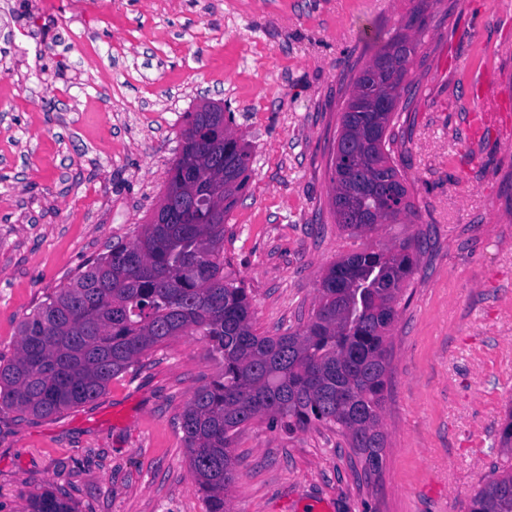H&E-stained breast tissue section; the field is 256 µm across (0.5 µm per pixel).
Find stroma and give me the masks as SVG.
<instances>
[{"instance_id":"stroma-1","label":"stroma","mask_w":512,"mask_h":512,"mask_svg":"<svg viewBox=\"0 0 512 512\" xmlns=\"http://www.w3.org/2000/svg\"><path fill=\"white\" fill-rule=\"evenodd\" d=\"M0 0V359L18 324L164 194L184 112L230 110L252 173L224 259L263 336L311 317L339 257L420 238L397 306L379 477L335 427L253 421L233 439L231 512H470L512 465V0H438L393 131L414 213L354 237L332 207L333 147L354 70L419 0ZM26 34H19V27ZM490 126L472 139L469 114ZM220 366L206 340L150 350L95 401L0 412V512L44 489L78 512H206L177 421Z\"/></svg>"}]
</instances>
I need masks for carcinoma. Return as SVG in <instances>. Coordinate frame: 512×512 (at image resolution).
<instances>
[{"label":"carcinoma","mask_w":512,"mask_h":512,"mask_svg":"<svg viewBox=\"0 0 512 512\" xmlns=\"http://www.w3.org/2000/svg\"><path fill=\"white\" fill-rule=\"evenodd\" d=\"M426 29L424 10L373 55L382 70L360 68L349 84L341 129L356 150L333 163L336 223L352 235L372 233L413 205L392 154L395 113L372 110L376 95L400 102ZM180 154L165 195L136 240L110 250L65 288L48 295L19 324L18 352L0 364V411L57 415L97 399L112 378L176 336H201L222 370L198 388L180 415L186 455L207 512H229L235 480L231 437L258 418L285 428L331 424L363 461L367 475L383 465L382 412L391 370L396 303L415 266V246L348 254L317 288V308L298 330L257 334L242 283L224 272L225 219L250 179V144L209 104L185 113ZM382 132L368 139L372 128ZM394 180L403 208H381L376 188ZM512 455V409L500 436ZM25 512H76L51 490L26 498ZM470 512H512V468L502 469L471 499Z\"/></svg>","instance_id":"cac0c4a2"}]
</instances>
